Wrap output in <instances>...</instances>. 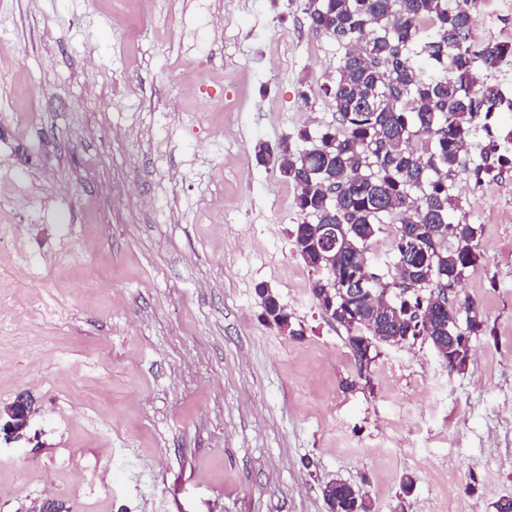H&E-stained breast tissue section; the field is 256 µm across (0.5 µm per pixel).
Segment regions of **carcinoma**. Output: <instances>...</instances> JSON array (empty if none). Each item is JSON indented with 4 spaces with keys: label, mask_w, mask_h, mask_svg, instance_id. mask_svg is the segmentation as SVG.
Instances as JSON below:
<instances>
[{
    "label": "carcinoma",
    "mask_w": 512,
    "mask_h": 512,
    "mask_svg": "<svg viewBox=\"0 0 512 512\" xmlns=\"http://www.w3.org/2000/svg\"><path fill=\"white\" fill-rule=\"evenodd\" d=\"M309 27L345 48L332 78L323 84L335 122L317 137L307 128L271 145L254 146L257 164L282 158L279 174L295 185L299 222L292 229L297 254L316 275L311 292L321 310L347 332L352 351L363 336H422L447 350L467 354L471 337L483 330L479 304L457 295L449 305L458 325L431 304L433 288L454 287L480 255L477 228L453 194L459 172L472 164L479 182L512 164L491 118L504 103L496 85L474 82V70L495 69L512 57V43L478 44L472 38L470 0H305ZM420 47L424 71L412 61ZM484 136L479 159L473 139ZM310 143L294 149L291 140ZM398 224L394 273L378 275L372 294L343 295L354 277L372 273L367 254L385 224ZM321 224L342 226L336 259L319 258L312 238ZM329 512H370L361 489L341 480L324 487Z\"/></svg>",
    "instance_id": "obj_1"
}]
</instances>
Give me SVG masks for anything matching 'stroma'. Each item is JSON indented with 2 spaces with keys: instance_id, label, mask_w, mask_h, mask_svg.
I'll list each match as a JSON object with an SVG mask.
<instances>
[{
  "instance_id": "stroma-1",
  "label": "stroma",
  "mask_w": 512,
  "mask_h": 512,
  "mask_svg": "<svg viewBox=\"0 0 512 512\" xmlns=\"http://www.w3.org/2000/svg\"><path fill=\"white\" fill-rule=\"evenodd\" d=\"M303 5L0 0V406L36 408L0 444V512H329L336 480L371 512L512 497V167L454 187L486 325L465 370L421 339L358 371L292 248L294 185L252 160L334 120L344 50ZM472 11L476 42L512 43V0ZM89 448L91 494L67 461Z\"/></svg>"
}]
</instances>
